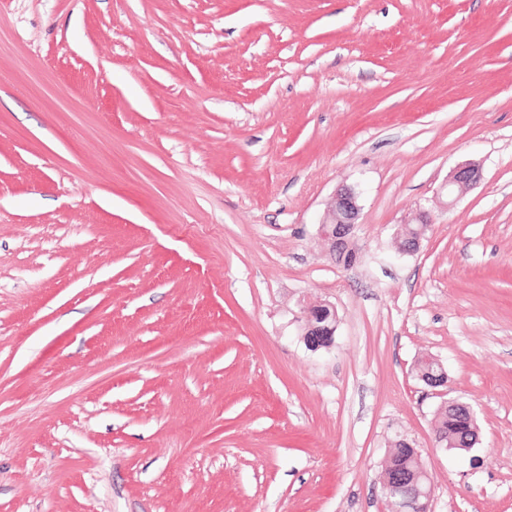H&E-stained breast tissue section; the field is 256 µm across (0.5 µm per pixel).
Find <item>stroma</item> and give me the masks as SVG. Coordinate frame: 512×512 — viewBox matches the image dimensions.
I'll list each match as a JSON object with an SVG mask.
<instances>
[{
  "instance_id": "35a3bbf8",
  "label": "stroma",
  "mask_w": 512,
  "mask_h": 512,
  "mask_svg": "<svg viewBox=\"0 0 512 512\" xmlns=\"http://www.w3.org/2000/svg\"><path fill=\"white\" fill-rule=\"evenodd\" d=\"M398 439L512 512V0H0V512H392ZM481 177L480 168L474 163H466L455 168L448 178V197L455 187L463 188L476 184ZM359 192L352 186L342 185L336 189L326 216L320 223L321 236L336 253V249L347 251L354 237L360 214ZM306 319L307 330L305 332L306 343L313 350L329 347L334 341L336 332V311L330 304H305L301 307ZM321 314L332 316L331 326L320 327L313 324V320ZM467 418L457 411H444L437 417L436 435L441 437L442 446L447 450L467 452L468 443L465 440L464 428Z\"/></svg>"
}]
</instances>
